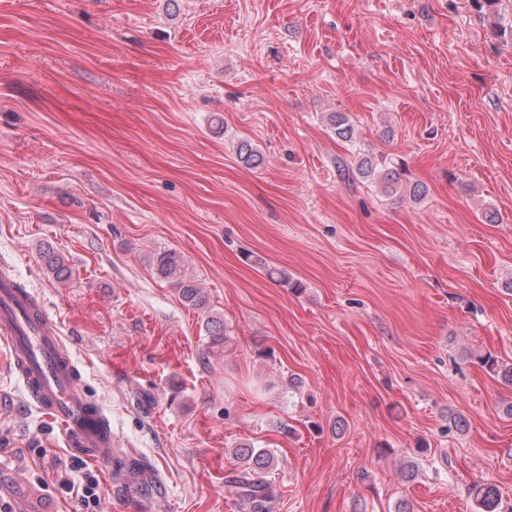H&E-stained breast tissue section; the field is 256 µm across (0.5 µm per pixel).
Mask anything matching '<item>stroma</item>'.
<instances>
[{"label":"stroma","mask_w":512,"mask_h":512,"mask_svg":"<svg viewBox=\"0 0 512 512\" xmlns=\"http://www.w3.org/2000/svg\"><path fill=\"white\" fill-rule=\"evenodd\" d=\"M364 156L425 197L339 177ZM0 268L156 483L73 454L0 339L9 512H82L61 484L90 470L105 512H247L242 444L275 456L272 512H474L483 483L512 512V386L476 361L512 364V0H0ZM149 263L155 273L171 282L179 289L182 300L192 307H203L206 297L197 280L188 272L187 262L183 255L176 250H164L154 253Z\"/></svg>","instance_id":"obj_1"}]
</instances>
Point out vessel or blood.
Segmentation results:
<instances>
[{"label": "vessel or blood", "instance_id": "vessel-or-blood-1", "mask_svg": "<svg viewBox=\"0 0 512 512\" xmlns=\"http://www.w3.org/2000/svg\"><path fill=\"white\" fill-rule=\"evenodd\" d=\"M30 296L0 273V339L5 340L30 397L59 423L72 450L93 459L112 457V434L103 429L93 402L79 389L60 354L62 336L49 318L30 317Z\"/></svg>", "mask_w": 512, "mask_h": 512}]
</instances>
